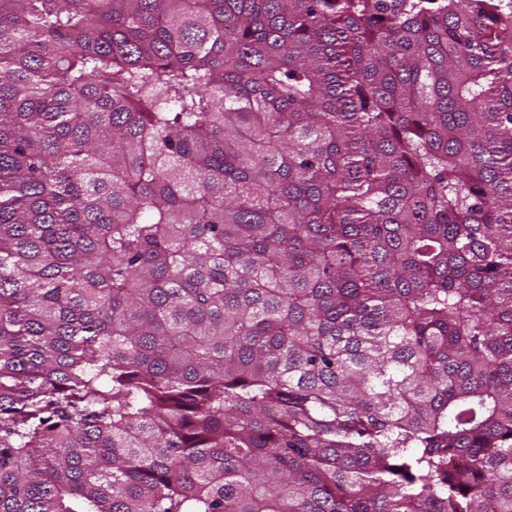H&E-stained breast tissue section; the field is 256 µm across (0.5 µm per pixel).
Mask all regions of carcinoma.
Returning a JSON list of instances; mask_svg holds the SVG:
<instances>
[{
	"instance_id": "carcinoma-1",
	"label": "carcinoma",
	"mask_w": 512,
	"mask_h": 512,
	"mask_svg": "<svg viewBox=\"0 0 512 512\" xmlns=\"http://www.w3.org/2000/svg\"><path fill=\"white\" fill-rule=\"evenodd\" d=\"M0 512H512V0H0Z\"/></svg>"
}]
</instances>
